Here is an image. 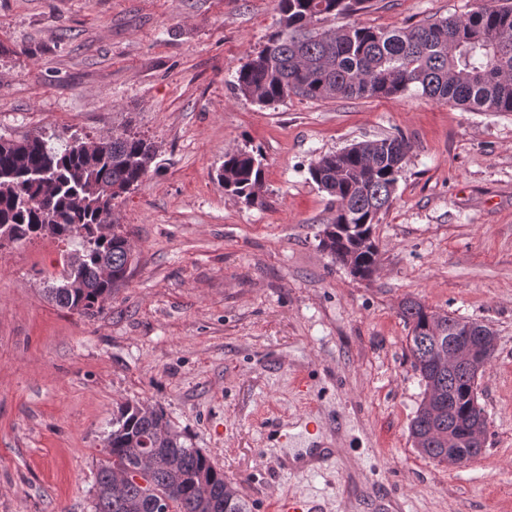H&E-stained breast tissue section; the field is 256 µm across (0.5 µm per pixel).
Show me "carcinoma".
Returning a JSON list of instances; mask_svg holds the SVG:
<instances>
[{
	"label": "carcinoma",
	"mask_w": 512,
	"mask_h": 512,
	"mask_svg": "<svg viewBox=\"0 0 512 512\" xmlns=\"http://www.w3.org/2000/svg\"><path fill=\"white\" fill-rule=\"evenodd\" d=\"M370 0H277L279 29L237 71L236 88L254 102L272 105L295 95L310 100L392 97L421 93L474 112L512 113V0H483L463 15L383 30L352 24H316L352 16ZM82 137L55 146L43 136L0 141V235L10 241L51 237L79 239L66 274L46 289L62 308L80 314L103 310L125 285L131 244L121 225L101 234L112 201L129 192L155 160L148 140L131 133L100 141L87 152ZM413 151L403 135L353 143L311 161V179L331 196L335 215L319 246L350 274L365 279L379 265L372 227L391 206L396 185ZM224 190L247 204L263 185L260 154L225 155L218 173ZM410 326L412 366L443 419L416 413L414 447L442 463L448 452L468 447L464 435L438 439L448 423L463 428L476 417L470 377L440 368L436 341L450 343L463 319L416 300L400 305ZM96 475L94 512H249L239 488L224 479L198 448H188L160 408L124 403L112 418Z\"/></svg>",
	"instance_id": "cac0c4a2"
}]
</instances>
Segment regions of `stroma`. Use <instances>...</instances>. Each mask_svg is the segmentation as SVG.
Returning a JSON list of instances; mask_svg holds the SVG:
<instances>
[{
	"label": "stroma",
	"mask_w": 512,
	"mask_h": 512,
	"mask_svg": "<svg viewBox=\"0 0 512 512\" xmlns=\"http://www.w3.org/2000/svg\"><path fill=\"white\" fill-rule=\"evenodd\" d=\"M478 4L372 0L354 20L392 30ZM278 21L276 0H0V136L127 130L157 151L112 203L131 274L101 314L46 293L77 242H0V512H93L125 402L162 409L251 512L282 491L325 512H512V113L413 93L253 102L237 71ZM398 133L414 152L373 227L379 269L358 279L319 247L333 212L308 166ZM242 147L265 171L252 205L217 179ZM409 298L495 334L467 467L412 445ZM311 446L337 450L330 471L278 468Z\"/></svg>",
	"instance_id": "obj_1"
}]
</instances>
